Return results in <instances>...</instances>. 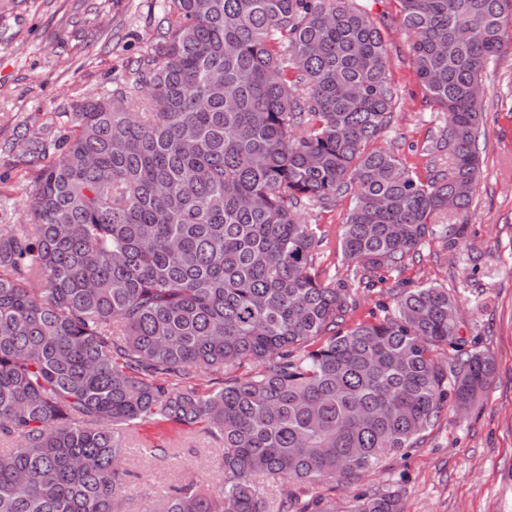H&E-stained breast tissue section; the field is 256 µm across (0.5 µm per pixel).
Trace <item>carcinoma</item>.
Masks as SVG:
<instances>
[{
	"mask_svg": "<svg viewBox=\"0 0 512 512\" xmlns=\"http://www.w3.org/2000/svg\"><path fill=\"white\" fill-rule=\"evenodd\" d=\"M398 2L446 113L426 179L377 145L397 94L358 0H159L128 73L62 113L67 135L24 139L27 221L0 225V512H121L127 434L158 422L222 445L223 478L143 512H268L259 478L358 481L489 386L440 285L336 330L358 289L320 279L301 218L353 190L341 251L360 281L465 233L512 0Z\"/></svg>",
	"mask_w": 512,
	"mask_h": 512,
	"instance_id": "cac0c4a2",
	"label": "carcinoma"
}]
</instances>
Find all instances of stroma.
<instances>
[{"label":"stroma","mask_w":512,"mask_h":512,"mask_svg":"<svg viewBox=\"0 0 512 512\" xmlns=\"http://www.w3.org/2000/svg\"><path fill=\"white\" fill-rule=\"evenodd\" d=\"M386 35L390 77L398 102L380 145L421 167L442 113L431 106L409 58L398 0H364ZM155 0H0V225L25 221L35 171L24 161L26 132L42 127L62 135L60 113L110 89L156 34ZM485 151L481 181L464 237L450 248L426 239L420 260L358 291L346 322L369 319L390 303L399 281L448 289L462 309L460 334L493 355L490 386L463 414H445L413 448L386 457L357 482H325L299 489L302 502L320 500L324 512H349L356 495L397 490L405 512H512V41L485 70ZM352 195L308 211L324 235L316 267L321 279L352 280L339 247ZM164 453L152 454L153 446ZM131 472L124 512H142L147 497L188 480L218 482L221 451L200 433L145 425L127 439Z\"/></svg>","instance_id":"1"}]
</instances>
